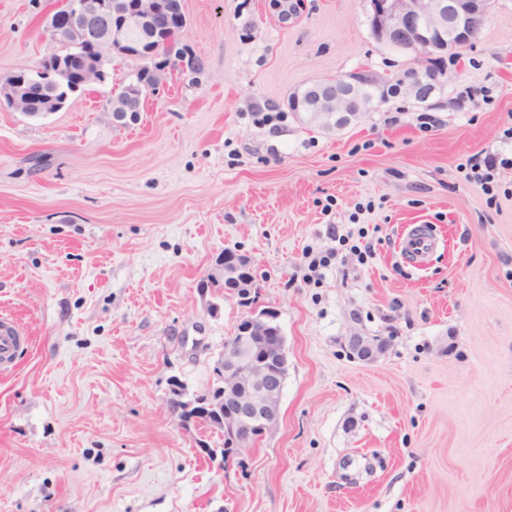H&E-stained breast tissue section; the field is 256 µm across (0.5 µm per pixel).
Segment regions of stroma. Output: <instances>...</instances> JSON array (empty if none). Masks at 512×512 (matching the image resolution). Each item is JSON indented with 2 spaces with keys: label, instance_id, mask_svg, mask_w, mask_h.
I'll list each match as a JSON object with an SVG mask.
<instances>
[{
  "label": "stroma",
  "instance_id": "stroma-1",
  "mask_svg": "<svg viewBox=\"0 0 512 512\" xmlns=\"http://www.w3.org/2000/svg\"><path fill=\"white\" fill-rule=\"evenodd\" d=\"M57 7L0 0V75L58 51ZM367 8L305 0L284 26L265 0H183L201 67H167L135 119L106 103L156 63L118 55L60 111L0 107V316L26 334L0 371V512H512V0L428 105L310 125L295 87L408 66ZM489 155L486 191L469 161ZM413 224L440 241L421 269ZM228 247L249 300L201 287ZM261 310L288 350L280 419L226 467L172 402L212 390ZM355 333L385 354L353 358Z\"/></svg>",
  "mask_w": 512,
  "mask_h": 512
}]
</instances>
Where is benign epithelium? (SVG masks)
Listing matches in <instances>:
<instances>
[{
    "label": "benign epithelium",
    "instance_id": "obj_1",
    "mask_svg": "<svg viewBox=\"0 0 512 512\" xmlns=\"http://www.w3.org/2000/svg\"><path fill=\"white\" fill-rule=\"evenodd\" d=\"M367 21L373 38L391 50L414 55L412 74L402 80L361 69L338 78L315 81L316 93L304 102L296 99L293 111L304 112L327 129L349 125L361 114L404 96L418 104L427 102L439 84L434 62L469 49L481 31L492 0H366ZM303 0H268L267 8L286 25L303 8ZM180 10L179 0H72L67 10L47 22L53 41L81 46L93 52L47 73L57 83V73L74 74L71 92L106 79L105 65L112 55L147 52L146 36L161 29ZM25 83L0 82V100L11 109L28 112ZM107 108L119 120L135 117L133 101L112 98ZM224 281L225 287L250 292L254 277L250 259L239 250L226 248L220 273L207 283ZM349 347L361 360L385 353V345L365 336H351ZM288 371L285 339L271 311L243 319L225 341L215 368L217 383L207 405L208 424L232 439L227 463L243 455L246 447L271 431L279 421L283 382Z\"/></svg>",
    "mask_w": 512,
    "mask_h": 512
}]
</instances>
